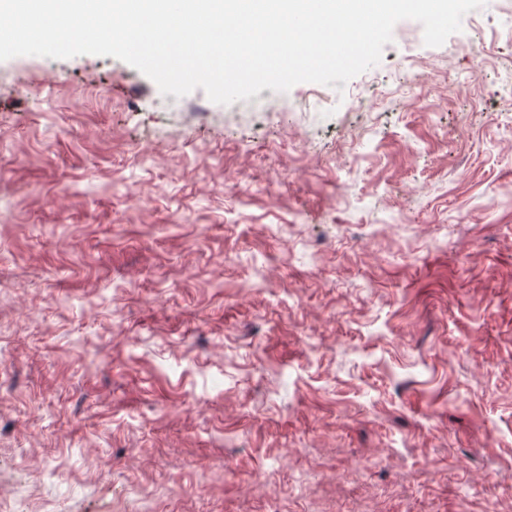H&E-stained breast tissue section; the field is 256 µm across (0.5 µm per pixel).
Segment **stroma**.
Wrapping results in <instances>:
<instances>
[{"instance_id":"obj_1","label":"stroma","mask_w":512,"mask_h":512,"mask_svg":"<svg viewBox=\"0 0 512 512\" xmlns=\"http://www.w3.org/2000/svg\"><path fill=\"white\" fill-rule=\"evenodd\" d=\"M507 15L230 105L0 61V512H512Z\"/></svg>"}]
</instances>
